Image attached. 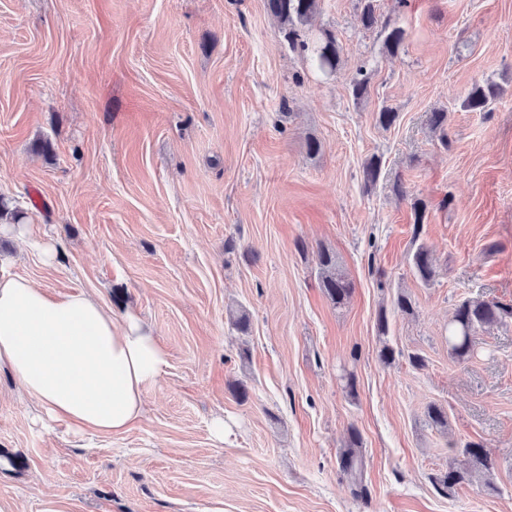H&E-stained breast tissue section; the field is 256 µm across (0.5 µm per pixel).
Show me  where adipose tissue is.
I'll return each mask as SVG.
<instances>
[{
    "label": "adipose tissue",
    "mask_w": 512,
    "mask_h": 512,
    "mask_svg": "<svg viewBox=\"0 0 512 512\" xmlns=\"http://www.w3.org/2000/svg\"><path fill=\"white\" fill-rule=\"evenodd\" d=\"M168 353L135 316L116 321L89 293L51 294L0 275V368H8L42 422L75 434L127 431L145 413Z\"/></svg>",
    "instance_id": "obj_1"
}]
</instances>
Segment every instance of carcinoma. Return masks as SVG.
I'll use <instances>...</instances> for the list:
<instances>
[{
  "label": "carcinoma",
  "instance_id": "1",
  "mask_svg": "<svg viewBox=\"0 0 512 512\" xmlns=\"http://www.w3.org/2000/svg\"><path fill=\"white\" fill-rule=\"evenodd\" d=\"M377 0H361V20L365 27L372 28L378 23L376 13ZM319 0H267V7L284 26L288 44L302 52L311 54L315 68L324 75L336 72L340 63L341 47L336 37L330 33L309 43L298 38L295 26L304 24L318 10ZM385 34L384 45L387 52L394 56L401 49L405 31L402 27L389 21L382 26ZM499 95V87L493 83H476L461 101L460 107L467 112H487ZM381 172L380 160L369 159L363 167L364 184L373 186ZM320 285L324 294L336 306L344 304L352 294L353 284L342 273L336 261V255L325 247L317 252ZM411 264L415 275L425 284L435 278V270L429 251L420 245L412 254ZM512 318V307L479 298H467L459 302L448 322V349L450 355L459 362L466 361L473 353L474 335L481 328ZM361 438L358 432L352 434V444L342 455L343 467L351 473L357 471L360 462L359 448ZM461 452L467 457V467H448L440 478L439 484L449 491L469 484L477 475L485 476V486L496 490L492 480L494 462L490 454L480 443L469 442Z\"/></svg>",
  "mask_w": 512,
  "mask_h": 512
}]
</instances>
